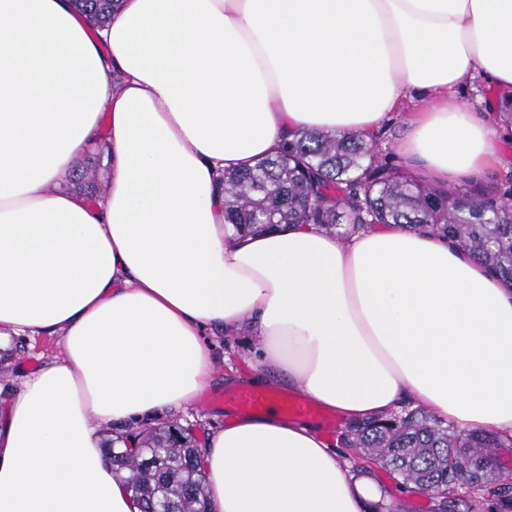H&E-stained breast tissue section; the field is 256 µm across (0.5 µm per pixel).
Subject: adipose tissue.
I'll return each instance as SVG.
<instances>
[{
	"label": "adipose tissue",
	"instance_id": "adipose-tissue-1",
	"mask_svg": "<svg viewBox=\"0 0 512 512\" xmlns=\"http://www.w3.org/2000/svg\"><path fill=\"white\" fill-rule=\"evenodd\" d=\"M512 88V0H0V337L61 356L0 407V512H141L98 430L189 405L207 331L255 336L268 374L350 420L407 404L512 437V288L426 230L341 240L224 226L225 169L294 135L376 131L409 93L400 153L475 180L504 129L455 96ZM109 125L90 203L58 177ZM212 512H370L383 496L308 420L269 409L206 437ZM117 0H74L76 10L93 18L98 24L104 25L112 17ZM508 94H512V91L509 93L493 88L479 75L467 78L456 89V96L471 112H484L488 100Z\"/></svg>",
	"mask_w": 512,
	"mask_h": 512
}]
</instances>
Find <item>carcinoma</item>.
Instances as JSON below:
<instances>
[{
  "label": "carcinoma",
  "instance_id": "obj_1",
  "mask_svg": "<svg viewBox=\"0 0 512 512\" xmlns=\"http://www.w3.org/2000/svg\"><path fill=\"white\" fill-rule=\"evenodd\" d=\"M115 2L74 0L80 14L100 25L111 19ZM224 195V222L238 234L312 224L346 239L375 224L427 226L512 285V175L441 190L395 172L373 136L312 130L251 168L224 171ZM112 442L123 444L108 448L110 460L127 472L142 512H210L201 442L190 428L130 430ZM341 444L369 449L404 483L450 504L462 472L485 464L480 486L462 500L463 512L491 508L487 488L494 484L512 490V467L491 454L512 448V438L457 429L423 409L351 422Z\"/></svg>",
  "mask_w": 512,
  "mask_h": 512
}]
</instances>
